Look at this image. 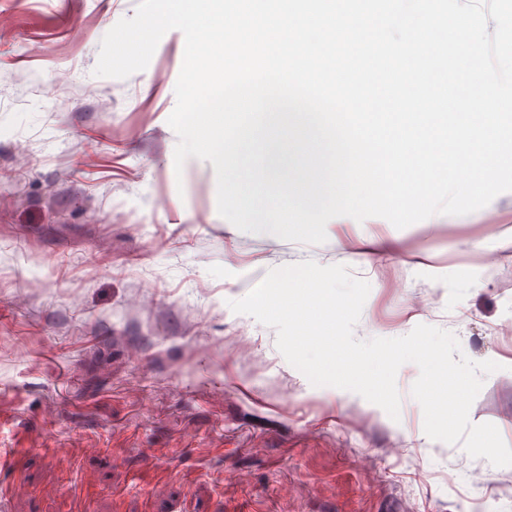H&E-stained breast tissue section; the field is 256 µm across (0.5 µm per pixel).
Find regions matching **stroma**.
<instances>
[{"label": "stroma", "instance_id": "1", "mask_svg": "<svg viewBox=\"0 0 512 512\" xmlns=\"http://www.w3.org/2000/svg\"><path fill=\"white\" fill-rule=\"evenodd\" d=\"M138 4L0 0V448L24 488L0 512H512V466L431 440L417 401L395 420L312 385L275 329L229 306L271 269L346 265L371 286L358 339L427 324L499 363L469 417L512 445V249L493 242L512 192L488 224H330L318 245L240 231L211 162L174 167L183 33L144 71L94 74ZM376 237L395 251L366 253ZM230 336L243 354L224 356ZM238 470L249 482L225 481Z\"/></svg>", "mask_w": 512, "mask_h": 512}]
</instances>
